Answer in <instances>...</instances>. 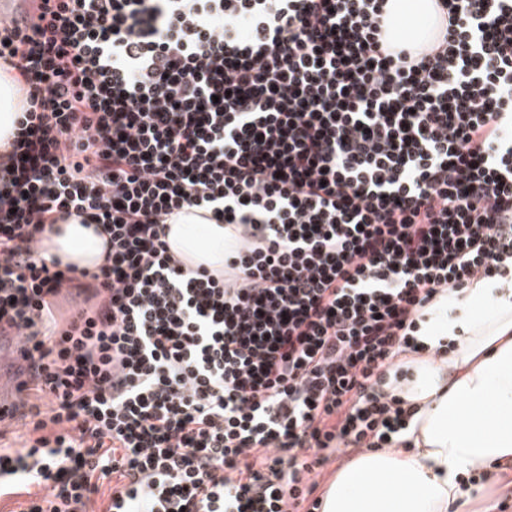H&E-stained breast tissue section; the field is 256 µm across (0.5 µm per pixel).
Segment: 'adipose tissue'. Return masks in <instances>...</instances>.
Returning <instances> with one entry per match:
<instances>
[{
  "mask_svg": "<svg viewBox=\"0 0 512 512\" xmlns=\"http://www.w3.org/2000/svg\"><path fill=\"white\" fill-rule=\"evenodd\" d=\"M386 9L406 40L422 39L434 15L430 0H388ZM169 242L178 258L224 265V227L175 224ZM47 255L94 269L105 239L94 228L56 224ZM454 342L446 360L440 343ZM427 353L408 358L406 382L395 393L416 405L408 449L367 452L337 473L323 512H465L458 488L475 467L512 466V288H470L450 319H432L419 339Z\"/></svg>",
  "mask_w": 512,
  "mask_h": 512,
  "instance_id": "adipose-tissue-1",
  "label": "adipose tissue"
}]
</instances>
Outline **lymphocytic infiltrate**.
Masks as SVG:
<instances>
[{
    "label": "lymphocytic infiltrate",
    "mask_w": 512,
    "mask_h": 512,
    "mask_svg": "<svg viewBox=\"0 0 512 512\" xmlns=\"http://www.w3.org/2000/svg\"><path fill=\"white\" fill-rule=\"evenodd\" d=\"M33 0L0 23V326L29 361L0 498L28 512H320L344 448L400 447L384 386L439 297L512 284V0ZM230 239L223 271L169 224ZM78 220L87 271L42 253ZM82 307L58 323L63 294ZM385 12H390L398 33L405 40H420L429 31L435 15L431 0H386ZM4 79H7L6 81ZM14 85L8 79V75L0 76V137L11 126L16 110V104L20 95L15 94ZM169 242L178 258L186 263H203L209 269H224V227L220 224H169ZM212 264V266H209ZM54 225L53 233H46L48 238L43 241L47 256L59 258L63 265L74 263L88 270L104 262L105 236L98 235L94 225L89 228L77 223Z\"/></svg>",
    "instance_id": "obj_1"
}]
</instances>
